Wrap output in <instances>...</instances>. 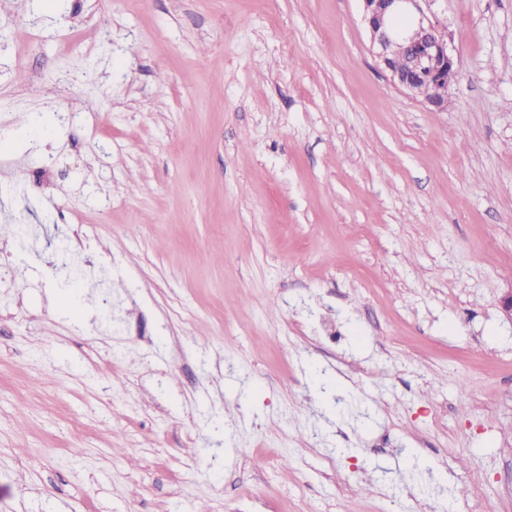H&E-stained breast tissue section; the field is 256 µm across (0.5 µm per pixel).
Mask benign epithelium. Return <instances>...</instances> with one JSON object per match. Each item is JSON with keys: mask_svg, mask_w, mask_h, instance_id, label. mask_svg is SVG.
Wrapping results in <instances>:
<instances>
[{"mask_svg": "<svg viewBox=\"0 0 512 512\" xmlns=\"http://www.w3.org/2000/svg\"><path fill=\"white\" fill-rule=\"evenodd\" d=\"M363 21L371 37L373 54L388 72L392 82L420 98L424 104L442 109L448 102V89L459 74L453 50L438 31V25L425 12V0H361ZM403 17L409 26L396 31L393 20ZM397 40L408 42L413 50L410 70L395 66L390 46Z\"/></svg>", "mask_w": 512, "mask_h": 512, "instance_id": "1", "label": "benign epithelium"}]
</instances>
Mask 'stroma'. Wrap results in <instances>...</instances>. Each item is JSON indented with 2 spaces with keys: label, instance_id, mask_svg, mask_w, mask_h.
Returning a JSON list of instances; mask_svg holds the SVG:
<instances>
[{
  "label": "stroma",
  "instance_id": "stroma-1",
  "mask_svg": "<svg viewBox=\"0 0 512 512\" xmlns=\"http://www.w3.org/2000/svg\"><path fill=\"white\" fill-rule=\"evenodd\" d=\"M429 9L440 111L360 0H0V512H512V0Z\"/></svg>",
  "mask_w": 512,
  "mask_h": 512
}]
</instances>
